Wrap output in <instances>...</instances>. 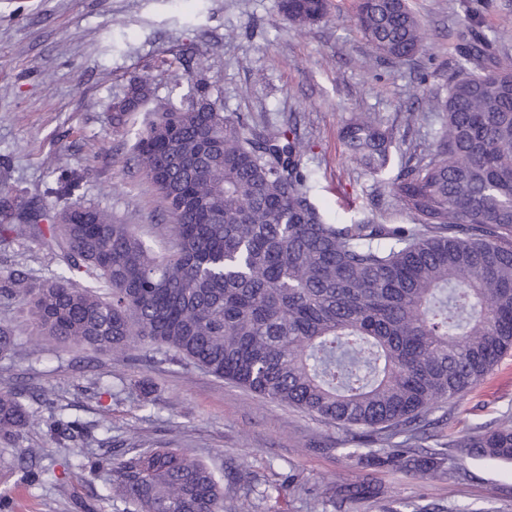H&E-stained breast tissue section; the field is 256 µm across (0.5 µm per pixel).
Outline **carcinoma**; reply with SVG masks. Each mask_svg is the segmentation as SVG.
Listing matches in <instances>:
<instances>
[{"instance_id": "obj_1", "label": "carcinoma", "mask_w": 512, "mask_h": 512, "mask_svg": "<svg viewBox=\"0 0 512 512\" xmlns=\"http://www.w3.org/2000/svg\"><path fill=\"white\" fill-rule=\"evenodd\" d=\"M290 22L327 16V0H281ZM356 25L388 61L419 53L427 29L409 0H358ZM444 97L419 99L439 116L433 142L388 190L412 224L358 219L332 224L311 195L306 157L313 145L288 123L262 130L226 115L198 82L187 105L155 103L136 143L137 161L169 216L154 253L128 224L73 202L47 214L0 198V240L18 224L54 244L56 268L0 278V300L29 305L42 348L92 349L118 360L148 347L187 361L263 399L314 415L360 450L365 472L321 492L324 505L377 500L379 468L450 479L448 453H421L431 416L459 402L512 352V61L469 24ZM154 76L132 80L112 104L119 128L142 111ZM349 160L374 177L390 161L392 137L373 112L343 131ZM60 185L70 190L65 157ZM14 328L0 323V356L17 353ZM26 390L0 391V446L32 430ZM42 425L58 441L83 429L47 392H33ZM466 454L512 463V416L448 440ZM26 481L44 472L27 462ZM82 469L109 471L101 499L126 512H224V483L181 448H130L89 457ZM242 498L254 488L237 466Z\"/></svg>"}]
</instances>
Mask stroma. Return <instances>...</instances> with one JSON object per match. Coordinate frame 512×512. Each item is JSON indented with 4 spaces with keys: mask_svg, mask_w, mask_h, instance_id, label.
Instances as JSON below:
<instances>
[{
    "mask_svg": "<svg viewBox=\"0 0 512 512\" xmlns=\"http://www.w3.org/2000/svg\"><path fill=\"white\" fill-rule=\"evenodd\" d=\"M279 0H0V192L37 199L47 211L63 208L52 195L66 155L80 176L81 203L129 224L153 251L168 246L156 232L167 223L155 187L133 151L148 118L116 129L110 106L143 73L155 74L154 100L184 104L205 79L225 114L251 124L279 126L295 118L313 144L308 157L312 197L332 222L356 215L381 224L408 216L382 180L365 174L343 153L341 134L360 112L376 113L393 134L387 178L425 149L439 126L418 106L417 81L446 95L455 70L458 32L472 15L483 33L512 29V0H410L429 37L410 61L393 64L373 54L355 24L357 0H327L323 22L298 26L282 17ZM206 50L204 73L172 66L189 47ZM385 177V178H386ZM56 266L55 252L21 236L0 242V277L13 270L38 276ZM0 322L11 324L25 355L0 359V390L17 384L56 395L65 415L91 430L81 449L63 448L45 433L20 446L0 447V491L13 512H122V502L98 500L106 472L89 475L83 457L165 444L186 449L217 473L248 459L256 490L249 512H318L303 488L325 487L354 472L340 445L341 431L300 410L272 403L190 364L146 363L142 352L119 361L91 350L37 352L38 337L22 299L0 303ZM512 415V354L455 406L445 407L421 447L477 432ZM42 453L38 468L59 485L21 480L10 464L26 448ZM457 478L378 472L385 498L338 512H398L411 502L428 512H512V465L451 449Z\"/></svg>",
    "mask_w": 512,
    "mask_h": 512,
    "instance_id": "obj_1",
    "label": "stroma"
}]
</instances>
